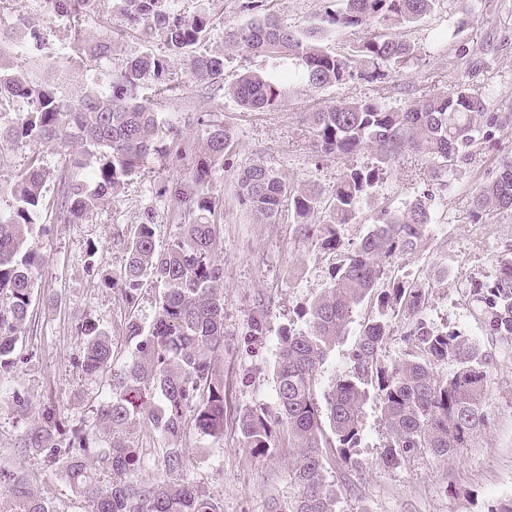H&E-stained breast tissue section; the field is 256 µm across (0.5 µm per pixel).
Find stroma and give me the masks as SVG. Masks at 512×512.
<instances>
[{
    "mask_svg": "<svg viewBox=\"0 0 512 512\" xmlns=\"http://www.w3.org/2000/svg\"><path fill=\"white\" fill-rule=\"evenodd\" d=\"M182 15L207 11L212 31L196 53H224V87L213 89L193 81L182 58L170 56L163 39L144 42L127 29L112 0H103L98 13L77 20L58 16L44 0H0V23L27 22L38 31L42 47L19 50L21 68L41 67L59 92L71 93L99 83L103 69L149 51L169 57L168 77L177 90L155 99L153 107L172 121L184 136L197 138L199 120L229 129L232 144L215 166L209 193L220 206L221 233L215 255L224 267V383L226 408L272 403L277 337L282 328H304L302 308L328 287L336 261L334 253L300 236L289 214L279 223H258L235 198L237 176L255 163L277 170L298 186L315 185L331 191L346 164L372 162L369 152L346 162L317 153L305 133L302 116L311 105L363 95L361 85L346 84L314 90L291 80V66L264 57L244 56L224 49V28L246 19L238 0H178ZM94 38L113 35L112 56L100 62L74 57L75 32ZM420 56L410 67L389 71L384 83L392 92L389 106L411 102L404 88L428 87L431 76L451 88L465 83L492 97L500 108H512V0H476L472 16H462L460 0H443L439 12L404 32ZM246 71L274 75L280 83L281 105L266 112L242 110L224 93ZM67 152L65 146H11L0 151V213L14 203L12 187L31 158H38L48 179L47 202L35 218L33 244L45 263L36 276L29 321L15 354L19 364L0 395V462L14 456L24 427L37 422L45 406L58 408L69 425L88 416L102 391L100 382L78 368L83 356V326L106 330L122 342L128 314L150 325L157 310L159 289L144 286L134 310L119 301L104 275L119 272L131 230L153 224L157 249H164L180 233L179 208L170 190L190 181L194 155L149 159L140 173L80 224L58 220L52 202L56 176ZM512 158V128L492 143L483 144L472 160L449 177L447 185L432 181L424 161L406 154L384 175L362 202L355 223L342 225L345 248L356 247L381 210H401L415 199L426 202L434 222L420 246L398 257L392 276L423 288L424 318L435 328L460 332L491 354L494 370L485 395L489 426L468 446L448 458L423 455L398 468L385 467L380 453L386 441L381 409L376 402L364 408L361 440L353 451V465L331 462L329 480L343 482L356 475L347 493L345 512H488L497 501L512 497V342L487 336L474 285L491 280L500 261L512 256V211H496L472 221L467 211L471 189L493 180L502 158ZM266 304V336L250 344L245 332L259 304ZM369 306L354 314L344 340L321 368L319 383L347 372L349 353ZM30 402L25 416L12 409L11 390ZM194 481L211 496L223 499L224 512H266L270 497L288 492V454L256 459L242 447L233 424L224 427V439L213 442L189 430L182 437ZM33 488L61 512H87L89 505L41 459L29 460Z\"/></svg>",
    "mask_w": 512,
    "mask_h": 512,
    "instance_id": "obj_1",
    "label": "stroma"
}]
</instances>
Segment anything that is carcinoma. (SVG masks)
<instances>
[{"mask_svg":"<svg viewBox=\"0 0 512 512\" xmlns=\"http://www.w3.org/2000/svg\"><path fill=\"white\" fill-rule=\"evenodd\" d=\"M67 18L96 12L99 0H44ZM129 24L163 38L183 54L205 40L211 22L201 12L179 13L175 0H115ZM318 22L299 30L267 9L266 0H241L248 20L224 29V44L245 55L298 62L293 78L313 89L349 82H378L386 72L418 59L419 49L403 31L440 9L442 0H339ZM357 29L362 37L349 53L322 44L325 30ZM79 59L112 54V39L77 36ZM15 47L0 39V109L22 99L29 110L0 123V146L59 141L78 151L68 154L58 174V218L79 224L140 172L144 163L176 152L193 153L177 126L159 117L143 86L156 96L174 87L163 82L167 59L151 52L124 60L105 76L106 88H85L65 98L55 88L14 64ZM190 77L207 86L224 76V54L191 55ZM244 109L264 112L281 103L276 80L246 72L228 88ZM304 123L314 145L327 156L345 159L363 150L375 162L347 166L326 195L296 188L263 163L245 169L236 183L239 204L258 222L274 224L283 207L293 213L302 234L339 254L330 283L303 310L306 328L281 329L274 369L275 399L239 409L234 424L242 447L257 458L291 451L288 496L272 497L266 512H343L341 486L328 480L327 464L351 459L360 441L363 409L378 401L387 442L381 462L397 466L418 454L448 457L467 446L489 424L485 391L492 358L456 331L435 329L423 318V288L387 281L396 257L414 251L432 223L424 201L399 212L383 211L358 245L342 251L339 227L356 219L361 202L379 182L386 165L413 153L440 180L472 159L475 149L512 128V112H497L487 97L458 85L430 89L406 108L386 104V87L373 94L313 106ZM204 148L195 156L191 183L174 189L182 232L157 251L153 225L139 224L127 238L125 263L106 281L129 309L128 351L115 371V342L93 326L85 329L79 368L86 377L104 378L108 394L80 426L66 428L61 413L48 408L27 428L9 466H0V512H59L37 495L27 460L41 458L56 467L90 512H224V500L199 489L180 440L193 429L214 442L224 439V269L214 256L220 225L207 193L212 170L230 143L227 129L203 122ZM47 174L32 160L16 181L12 211L0 214V380L15 368L18 337L31 309L35 276L43 256L31 245L34 216L44 204ZM500 209L512 210V160L494 180L472 191L469 212L479 221ZM152 283L162 289L153 323L145 327L132 309L138 292ZM487 335L512 342V257L500 262L495 278L473 288ZM367 299L377 315L365 320L352 348L349 370L336 376L318 398V373L346 334L354 311ZM410 320L409 349L399 358L380 359L389 336L388 316ZM246 335H266L264 313L253 316ZM454 363L452 372L440 368ZM159 437L147 448L133 430Z\"/></svg>","mask_w":512,"mask_h":512,"instance_id":"obj_1","label":"carcinoma"}]
</instances>
